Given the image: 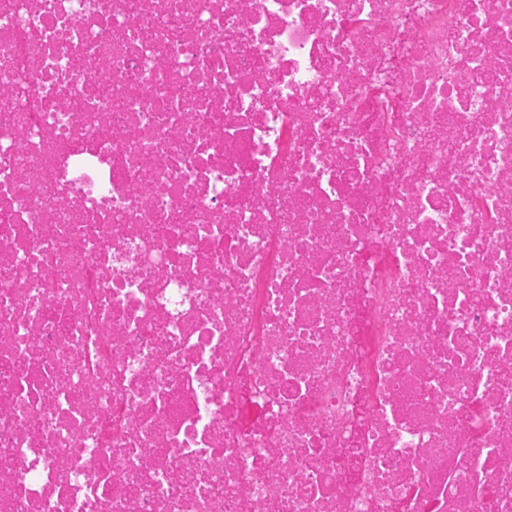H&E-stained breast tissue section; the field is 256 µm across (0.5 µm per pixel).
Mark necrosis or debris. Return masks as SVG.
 I'll list each match as a JSON object with an SVG mask.
<instances>
[{"instance_id": "obj_1", "label": "necrosis or debris", "mask_w": 512, "mask_h": 512, "mask_svg": "<svg viewBox=\"0 0 512 512\" xmlns=\"http://www.w3.org/2000/svg\"><path fill=\"white\" fill-rule=\"evenodd\" d=\"M0 512H512V0H0Z\"/></svg>"}]
</instances>
